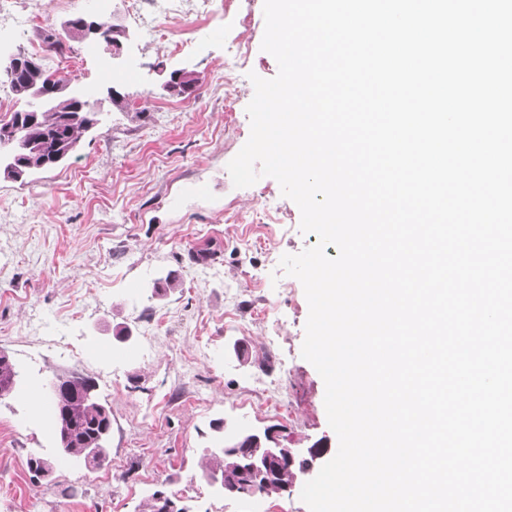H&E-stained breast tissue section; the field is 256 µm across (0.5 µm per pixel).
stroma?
<instances>
[{
    "label": "stroma",
    "instance_id": "obj_1",
    "mask_svg": "<svg viewBox=\"0 0 512 512\" xmlns=\"http://www.w3.org/2000/svg\"><path fill=\"white\" fill-rule=\"evenodd\" d=\"M156 12L143 34L127 0H8L0 53L44 42L75 15L108 16L130 34L124 56L63 55L77 88L102 101L100 122L66 163L25 181L0 178V350L21 388L56 376L95 381L112 413V481L83 461L47 476L27 460L55 458L58 441L34 407L0 401V512H136L157 490L180 492L192 512H308L304 478L282 493L221 497L200 482L223 431L276 427L305 460L314 445L334 456L325 384L302 358L309 305L283 255L316 244L278 182L234 187L227 165L250 136L251 75L278 72L263 51V0H210L204 15ZM185 68L191 95L161 88ZM114 71L123 106L107 99ZM176 271L177 288L152 295ZM129 328L130 341L115 333ZM270 386L290 412L253 399Z\"/></svg>",
    "mask_w": 512,
    "mask_h": 512
}]
</instances>
